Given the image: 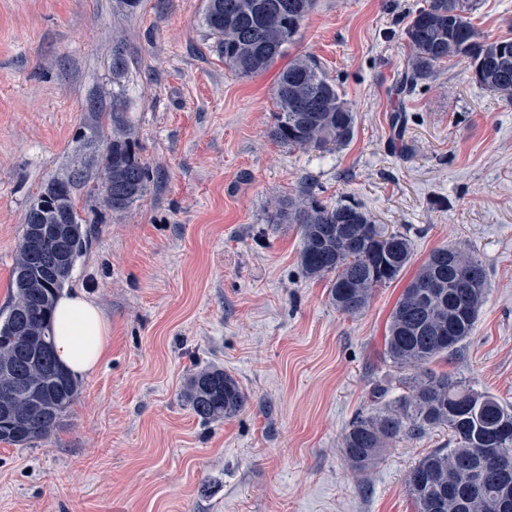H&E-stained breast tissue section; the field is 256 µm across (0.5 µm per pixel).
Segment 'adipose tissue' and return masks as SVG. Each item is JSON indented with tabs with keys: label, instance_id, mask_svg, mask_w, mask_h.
I'll return each instance as SVG.
<instances>
[{
	"label": "adipose tissue",
	"instance_id": "1",
	"mask_svg": "<svg viewBox=\"0 0 512 512\" xmlns=\"http://www.w3.org/2000/svg\"><path fill=\"white\" fill-rule=\"evenodd\" d=\"M111 336L109 320L82 291L59 297L54 345L60 364L70 375L84 377L94 373L108 352Z\"/></svg>",
	"mask_w": 512,
	"mask_h": 512
}]
</instances>
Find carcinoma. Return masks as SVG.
I'll list each match as a JSON object with an SVG mask.
<instances>
[{
    "label": "carcinoma",
    "instance_id": "1",
    "mask_svg": "<svg viewBox=\"0 0 512 512\" xmlns=\"http://www.w3.org/2000/svg\"><path fill=\"white\" fill-rule=\"evenodd\" d=\"M468 2L429 0L412 17L404 30L410 57L399 91L410 92L431 79L435 64L465 57L474 82L512 104V40L482 38L467 17ZM314 6L315 0H206L202 23L224 64L251 76L282 56ZM127 68L118 46L112 54L113 79ZM273 95L279 115L272 136L278 142L322 150L352 140L353 112L316 61L291 60ZM95 165L113 212L144 197L147 168L136 156L123 113L115 108L101 160H86L83 167L50 180L26 212L23 255L14 268L8 312L0 319V392L21 403L0 411V442L26 448L49 438L78 397V382L56 358L52 313L89 245V220L79 214L73 189L87 181ZM274 223L299 226L303 273L313 279L333 275L331 301L344 313L365 309L374 288L395 281L411 259L410 241L401 233L389 235L387 251L378 250L374 221L357 205L282 199ZM487 287L488 275L477 257L451 246L431 252L393 307L385 338L391 363L414 370L407 392L393 405L357 418L342 439L345 458L365 471L399 436L448 427V447L432 450L410 472L407 490L415 512H512V466L504 470L479 454L488 443L512 449V406L428 369L471 335ZM181 398L203 422L233 418L249 401L237 379L218 365L191 374Z\"/></svg>",
    "mask_w": 512,
    "mask_h": 512
}]
</instances>
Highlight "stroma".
I'll return each instance as SVG.
<instances>
[{
	"instance_id": "1",
	"label": "stroma",
	"mask_w": 512,
	"mask_h": 512,
	"mask_svg": "<svg viewBox=\"0 0 512 512\" xmlns=\"http://www.w3.org/2000/svg\"><path fill=\"white\" fill-rule=\"evenodd\" d=\"M472 2L483 37L512 39V0ZM427 4L316 0L282 57L241 76L201 24L206 0H141L132 13L121 0H0V312L25 213L80 164V134L111 135L120 108L149 172L123 212L96 179L74 191L93 225L69 286L111 321L112 342L54 435L0 443V512H415L406 477L447 430L400 437L364 473L341 439L403 394L389 315L446 245L482 261L488 288L472 335L432 368L512 404V106L454 60L395 94L406 23ZM118 46L128 69L116 80ZM302 56L352 110L347 145L271 138L277 75ZM308 193L361 205L410 240L407 267L359 314L336 310L329 278L303 275L295 225L271 222L279 200ZM213 364L249 404L205 423L181 391Z\"/></svg>"
}]
</instances>
